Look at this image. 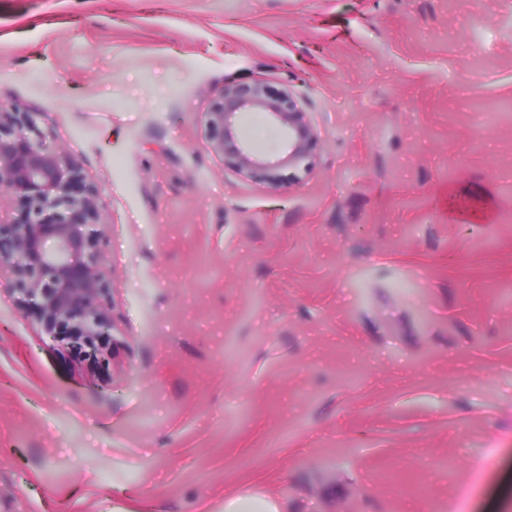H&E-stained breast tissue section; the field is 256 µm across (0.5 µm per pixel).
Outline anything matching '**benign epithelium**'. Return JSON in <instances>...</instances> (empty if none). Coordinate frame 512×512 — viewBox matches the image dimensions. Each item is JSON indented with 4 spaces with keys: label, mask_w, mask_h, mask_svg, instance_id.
<instances>
[{
    "label": "benign epithelium",
    "mask_w": 512,
    "mask_h": 512,
    "mask_svg": "<svg viewBox=\"0 0 512 512\" xmlns=\"http://www.w3.org/2000/svg\"><path fill=\"white\" fill-rule=\"evenodd\" d=\"M257 112L281 130L287 151L275 163L260 157L246 136L230 128ZM37 113L24 104L0 103V200L18 218L0 224V277L24 314L39 326L41 341L66 348L77 343L108 358L102 340L117 330L113 289L105 268L108 239L95 226L101 188L87 185L72 155L47 143ZM202 147L239 177L284 187L280 170L311 169L319 133L290 88L278 91L258 78L226 82L202 113Z\"/></svg>",
    "instance_id": "7a95c632"
}]
</instances>
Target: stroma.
<instances>
[{"label": "stroma", "instance_id": "stroma-1", "mask_svg": "<svg viewBox=\"0 0 512 512\" xmlns=\"http://www.w3.org/2000/svg\"><path fill=\"white\" fill-rule=\"evenodd\" d=\"M252 78L322 139L277 194L201 144L215 90ZM494 98L512 0H0V103L101 187L117 324L100 370L0 292V506L512 512Z\"/></svg>", "mask_w": 512, "mask_h": 512}]
</instances>
